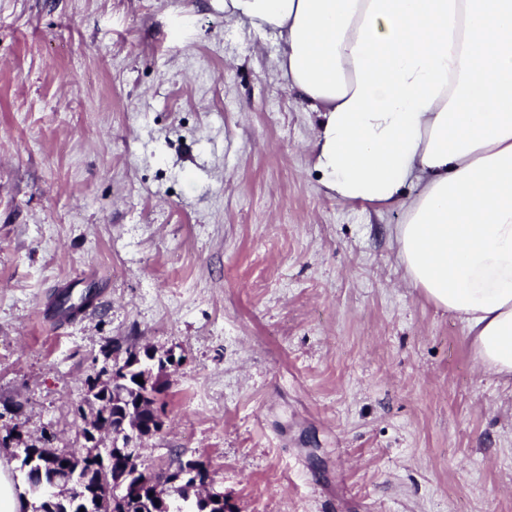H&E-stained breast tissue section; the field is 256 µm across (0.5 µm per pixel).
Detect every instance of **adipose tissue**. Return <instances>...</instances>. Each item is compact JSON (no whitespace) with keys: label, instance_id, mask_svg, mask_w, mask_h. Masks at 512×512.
I'll return each mask as SVG.
<instances>
[{"label":"adipose tissue","instance_id":"obj_1","mask_svg":"<svg viewBox=\"0 0 512 512\" xmlns=\"http://www.w3.org/2000/svg\"><path fill=\"white\" fill-rule=\"evenodd\" d=\"M319 112L323 185L401 210L411 285L512 380V0H224Z\"/></svg>","mask_w":512,"mask_h":512}]
</instances>
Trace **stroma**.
<instances>
[{
  "label": "stroma",
  "instance_id": "stroma-1",
  "mask_svg": "<svg viewBox=\"0 0 512 512\" xmlns=\"http://www.w3.org/2000/svg\"><path fill=\"white\" fill-rule=\"evenodd\" d=\"M273 38L221 0H0V460L82 444L87 380L173 351L143 468L234 512H512V382L342 203ZM94 310L46 316L64 287ZM184 461L178 460L175 467H169L165 471H161L157 473L158 477H165L166 478V485L168 484L169 488L172 489V491L178 495V497L182 499H187L189 492V489H194L190 487V481L183 483V480H178L180 478V475L184 471Z\"/></svg>",
  "mask_w": 512,
  "mask_h": 512
}]
</instances>
